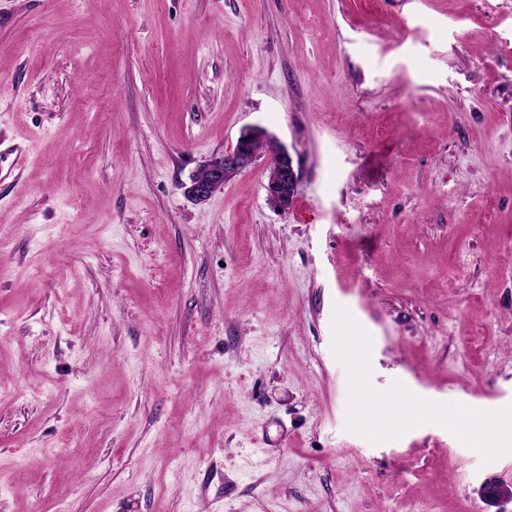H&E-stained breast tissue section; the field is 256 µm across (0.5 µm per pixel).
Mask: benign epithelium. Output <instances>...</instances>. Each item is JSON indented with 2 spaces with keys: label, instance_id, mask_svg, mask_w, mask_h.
Masks as SVG:
<instances>
[{
  "label": "benign epithelium",
  "instance_id": "1",
  "mask_svg": "<svg viewBox=\"0 0 512 512\" xmlns=\"http://www.w3.org/2000/svg\"><path fill=\"white\" fill-rule=\"evenodd\" d=\"M259 144L276 158V164L268 175V198L274 201L275 207L288 209L293 203L298 182L293 159L286 148L273 143L259 128L243 132L234 146L212 156L203 164L191 177L189 185L185 186V194L196 202L210 198L226 182L255 163L259 155ZM481 497L488 503L512 500V488L502 483L489 482L482 486Z\"/></svg>",
  "mask_w": 512,
  "mask_h": 512
}]
</instances>
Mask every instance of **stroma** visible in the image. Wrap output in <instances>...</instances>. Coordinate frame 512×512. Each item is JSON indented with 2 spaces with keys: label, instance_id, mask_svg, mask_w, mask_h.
<instances>
[{
  "label": "stroma",
  "instance_id": "stroma-1",
  "mask_svg": "<svg viewBox=\"0 0 512 512\" xmlns=\"http://www.w3.org/2000/svg\"><path fill=\"white\" fill-rule=\"evenodd\" d=\"M1 139L0 512H512V0H0ZM261 144L276 158V164L270 169L266 190L268 199H272L275 207L288 209L293 203L298 176L293 159L288 150L273 143L266 133L253 128L243 132L234 146L224 150L221 154L212 156L194 174L189 185H186L185 194L196 202H203L215 192L222 189L224 184L238 174L250 168L257 158L259 151L263 150ZM271 157L270 165L275 159ZM273 201L270 200L272 204Z\"/></svg>",
  "mask_w": 512,
  "mask_h": 512
}]
</instances>
